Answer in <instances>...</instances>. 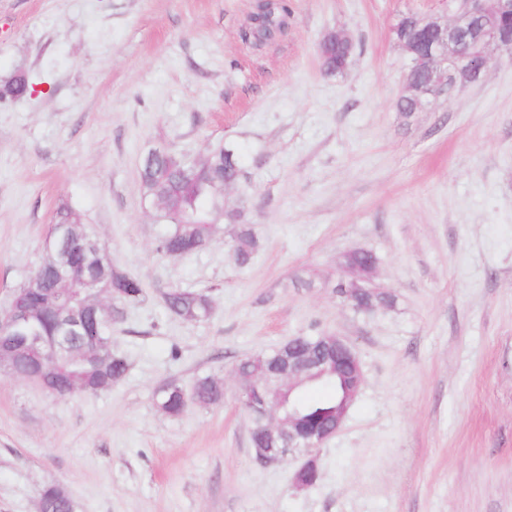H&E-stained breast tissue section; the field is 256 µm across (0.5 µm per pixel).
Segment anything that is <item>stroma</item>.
<instances>
[{
    "mask_svg": "<svg viewBox=\"0 0 512 512\" xmlns=\"http://www.w3.org/2000/svg\"><path fill=\"white\" fill-rule=\"evenodd\" d=\"M258 0H0V309L40 264L58 209L76 211L143 298L111 327L126 377L56 397L0 375V512L64 490L76 512H512V63L406 115L392 37L403 14L447 0H288L284 31L243 41ZM346 31L352 61L317 48ZM241 150L226 187L263 247L235 266V225L196 253L157 255L142 197L152 148L202 160ZM367 249L396 298L367 317L340 303L343 256ZM205 290L207 322L163 294ZM338 334L364 383L320 478L258 461L233 372L295 336ZM224 381L219 405L163 415L169 381ZM319 53L323 68L337 75L343 73L346 68L352 56V46L348 42L330 37L319 47Z\"/></svg>",
    "mask_w": 512,
    "mask_h": 512,
    "instance_id": "obj_1",
    "label": "stroma"
}]
</instances>
